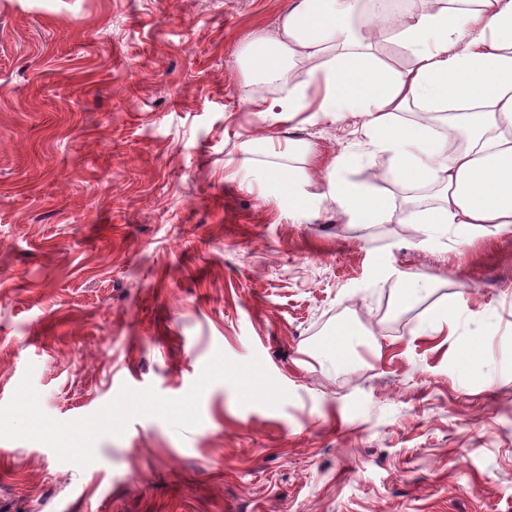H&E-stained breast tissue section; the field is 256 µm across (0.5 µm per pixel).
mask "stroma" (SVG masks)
<instances>
[{
	"label": "stroma",
	"mask_w": 512,
	"mask_h": 512,
	"mask_svg": "<svg viewBox=\"0 0 512 512\" xmlns=\"http://www.w3.org/2000/svg\"><path fill=\"white\" fill-rule=\"evenodd\" d=\"M287 2L0 0V405L28 371L59 421L177 398L218 351L289 393L214 382L197 426L135 418L83 468L0 439V512H512V232L292 219L249 188L284 165L259 137H294L402 203L362 118L253 112L281 91L246 89L243 40ZM345 325L380 353L322 368Z\"/></svg>",
	"instance_id": "1"
}]
</instances>
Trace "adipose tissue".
<instances>
[{
  "label": "adipose tissue",
  "instance_id": "adipose-tissue-1",
  "mask_svg": "<svg viewBox=\"0 0 512 512\" xmlns=\"http://www.w3.org/2000/svg\"><path fill=\"white\" fill-rule=\"evenodd\" d=\"M370 24L411 56L398 72L374 57L350 21L361 0H289L273 34L243 43L248 83L280 85L283 97L257 98L263 118L277 112L363 117L372 148L391 154L404 188L401 208L361 187L311 175L313 145L289 139L283 155L301 159L276 194L289 215L338 202L356 224H461L512 231V0H437ZM459 104L447 118L466 129L462 144L403 114Z\"/></svg>",
  "mask_w": 512,
  "mask_h": 512
}]
</instances>
